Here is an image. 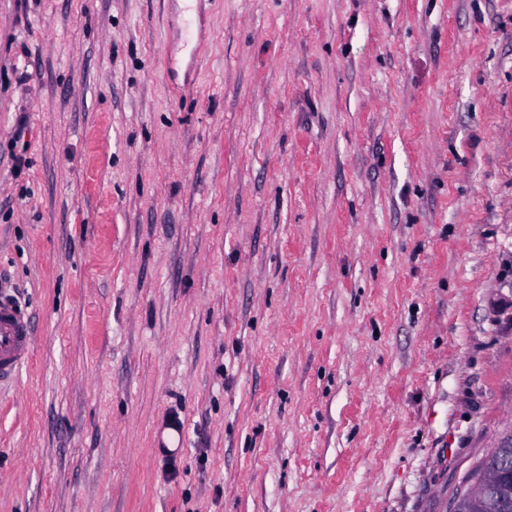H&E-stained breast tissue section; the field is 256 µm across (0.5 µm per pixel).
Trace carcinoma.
Instances as JSON below:
<instances>
[{"instance_id": "obj_1", "label": "carcinoma", "mask_w": 512, "mask_h": 512, "mask_svg": "<svg viewBox=\"0 0 512 512\" xmlns=\"http://www.w3.org/2000/svg\"><path fill=\"white\" fill-rule=\"evenodd\" d=\"M507 461H512L511 432L469 474L471 479L491 475L492 481L477 496L456 498L454 512H512V468L505 467Z\"/></svg>"}]
</instances>
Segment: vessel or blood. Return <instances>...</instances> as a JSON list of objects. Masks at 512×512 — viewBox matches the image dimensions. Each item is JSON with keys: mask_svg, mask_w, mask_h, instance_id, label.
Returning <instances> with one entry per match:
<instances>
[{"mask_svg": "<svg viewBox=\"0 0 512 512\" xmlns=\"http://www.w3.org/2000/svg\"><path fill=\"white\" fill-rule=\"evenodd\" d=\"M34 352V335L17 299L0 290V382L15 377Z\"/></svg>", "mask_w": 512, "mask_h": 512, "instance_id": "obj_1", "label": "vessel or blood"}]
</instances>
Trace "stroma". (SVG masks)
I'll return each instance as SVG.
<instances>
[{
  "label": "stroma",
  "instance_id": "35a3bbf8",
  "mask_svg": "<svg viewBox=\"0 0 512 512\" xmlns=\"http://www.w3.org/2000/svg\"><path fill=\"white\" fill-rule=\"evenodd\" d=\"M0 283V512H452L512 430V0H0ZM34 352V335L17 299L0 290V382L15 377Z\"/></svg>",
  "mask_w": 512,
  "mask_h": 512
}]
</instances>
